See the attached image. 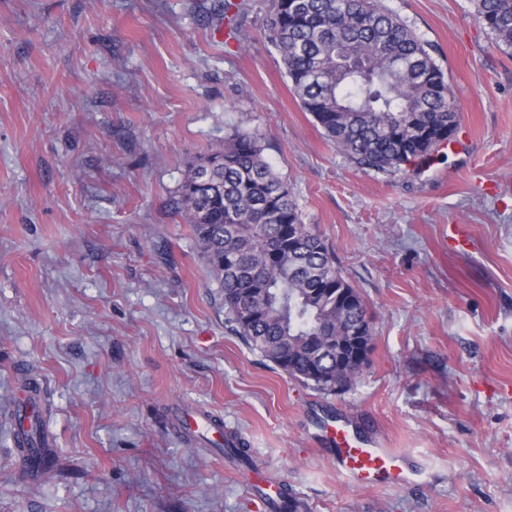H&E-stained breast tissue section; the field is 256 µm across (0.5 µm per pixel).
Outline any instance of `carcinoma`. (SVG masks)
<instances>
[{"label":"carcinoma","instance_id":"obj_1","mask_svg":"<svg viewBox=\"0 0 512 512\" xmlns=\"http://www.w3.org/2000/svg\"><path fill=\"white\" fill-rule=\"evenodd\" d=\"M476 18L512 48V0H476ZM264 31L302 107L358 167L393 174L429 163L454 133L459 106L433 45L378 0H270ZM264 150L241 131L211 147L183 171L178 209L231 331L289 376L344 392L357 375L336 373L323 349L368 310L337 298L360 294ZM320 364L323 375L308 380Z\"/></svg>","mask_w":512,"mask_h":512}]
</instances>
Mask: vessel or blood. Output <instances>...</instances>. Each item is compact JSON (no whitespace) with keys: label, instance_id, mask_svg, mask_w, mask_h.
I'll list each match as a JSON object with an SVG mask.
<instances>
[{"label":"vessel or blood","instance_id":"1","mask_svg":"<svg viewBox=\"0 0 512 512\" xmlns=\"http://www.w3.org/2000/svg\"><path fill=\"white\" fill-rule=\"evenodd\" d=\"M175 429L178 433L202 435L214 441H222L224 430L208 414L195 411L175 413ZM326 439L335 448L337 471L349 482L357 485L414 484L420 469L408 458L394 453L375 440L356 435L347 421L325 427Z\"/></svg>","mask_w":512,"mask_h":512}]
</instances>
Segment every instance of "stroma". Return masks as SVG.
<instances>
[{
  "label": "stroma",
  "mask_w": 512,
  "mask_h": 512,
  "mask_svg": "<svg viewBox=\"0 0 512 512\" xmlns=\"http://www.w3.org/2000/svg\"><path fill=\"white\" fill-rule=\"evenodd\" d=\"M0 0V512H512V48L474 0H382L437 49L460 123L428 166L366 171L293 93L246 0ZM257 134L373 316L356 383L325 394L252 351L177 209L188 163ZM40 384L54 441L29 480L10 418ZM202 408L253 468L174 434ZM352 414L415 459L357 487L313 434Z\"/></svg>",
  "instance_id": "obj_1"
}]
</instances>
